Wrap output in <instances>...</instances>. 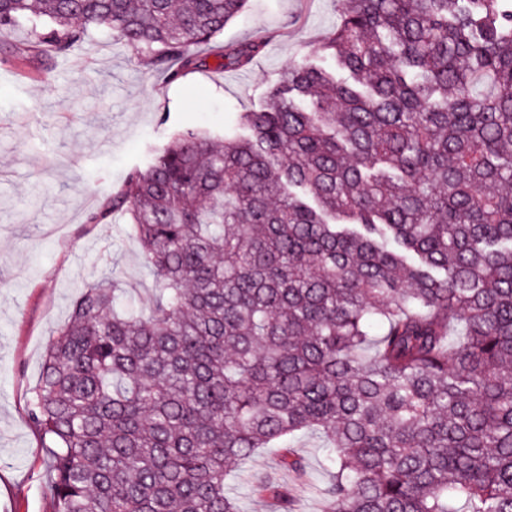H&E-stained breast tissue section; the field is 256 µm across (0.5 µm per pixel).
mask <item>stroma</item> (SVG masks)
<instances>
[{
    "mask_svg": "<svg viewBox=\"0 0 512 512\" xmlns=\"http://www.w3.org/2000/svg\"><path fill=\"white\" fill-rule=\"evenodd\" d=\"M338 21L336 0H248L217 41L232 46L264 35L265 48L242 68L208 57L172 82L94 27L65 53L30 56L28 77L0 66V512H53L47 451L25 401L84 283L104 273V252L130 303L152 286L125 219L90 224L87 213L127 190L129 172L144 167L172 132H232L239 113L261 107L289 64L314 60L335 71L334 59H315L312 49ZM320 445L313 434L298 441L302 484L278 467L275 448L239 467L241 512H272L247 493L253 470L291 488L298 512H325Z\"/></svg>",
    "mask_w": 512,
    "mask_h": 512,
    "instance_id": "1",
    "label": "stroma"
}]
</instances>
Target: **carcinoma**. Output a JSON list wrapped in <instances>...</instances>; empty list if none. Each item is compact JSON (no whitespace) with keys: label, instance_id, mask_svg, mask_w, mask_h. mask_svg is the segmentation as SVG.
Here are the masks:
<instances>
[{"label":"carcinoma","instance_id":"cac0c4a2","mask_svg":"<svg viewBox=\"0 0 512 512\" xmlns=\"http://www.w3.org/2000/svg\"><path fill=\"white\" fill-rule=\"evenodd\" d=\"M247 0H0L62 52L81 22L175 80ZM314 47L219 145L178 131L89 222L128 218L153 277L84 286L27 416L54 512H241L262 448L328 512H512V0H337ZM250 490L295 512L264 473ZM321 440L318 436L308 434L298 441V448H294L305 460L307 481L300 484L291 473L282 471L277 466V459L280 453L278 448H267L260 451L251 463L240 466L236 471L235 482L237 492L242 496V512H272L270 505L257 497L248 494L246 481L249 471L258 470L271 474L278 482L286 484L292 489L297 500L296 512H325V502L316 488H322L326 482V475L323 469L324 456L321 447Z\"/></svg>","mask_w":512,"mask_h":512}]
</instances>
